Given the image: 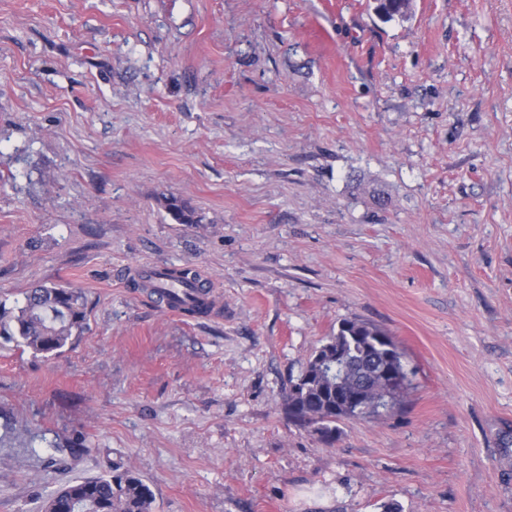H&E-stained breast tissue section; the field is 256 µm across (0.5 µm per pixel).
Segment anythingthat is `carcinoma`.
Listing matches in <instances>:
<instances>
[{"label": "carcinoma", "instance_id": "cac0c4a2", "mask_svg": "<svg viewBox=\"0 0 512 512\" xmlns=\"http://www.w3.org/2000/svg\"><path fill=\"white\" fill-rule=\"evenodd\" d=\"M376 10L391 19L404 18L410 0H376ZM165 207L180 224L197 223L195 212L181 199L165 198ZM0 338L38 354L63 349L80 336L86 325L85 301L81 292L58 284H39L28 291L21 306L6 311L0 305ZM327 344L340 348V363L350 381L369 376L373 360L386 355L403 357L393 337L380 326L358 318L342 321ZM296 381H290L284 402L288 414L301 426H311L327 445L336 441L337 423L344 420L336 403L335 384L315 376L306 390L294 397ZM154 495L133 470L114 463L94 479L74 481L60 489L47 503L46 512H152Z\"/></svg>", "mask_w": 512, "mask_h": 512}]
</instances>
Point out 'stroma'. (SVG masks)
<instances>
[{
  "mask_svg": "<svg viewBox=\"0 0 512 512\" xmlns=\"http://www.w3.org/2000/svg\"><path fill=\"white\" fill-rule=\"evenodd\" d=\"M375 5L0 0V301L87 312L0 344V512L115 462L152 512H512V0ZM353 318L409 389L329 446L283 397ZM163 265L146 266L143 268L149 277V281L155 286V296L161 306L169 313L175 315H192L195 310L191 305L201 302L205 311L201 316H211L217 313L215 299L209 290L203 293L192 288H186L181 285H172L166 278V270ZM188 308V309H187ZM187 309V313L184 311ZM6 313H10L9 322L3 323ZM85 325L82 293L62 285H37L25 294L22 306L9 312L0 303V338L36 354L57 352L72 344Z\"/></svg>",
  "mask_w": 512,
  "mask_h": 512,
  "instance_id": "stroma-1",
  "label": "stroma"
}]
</instances>
